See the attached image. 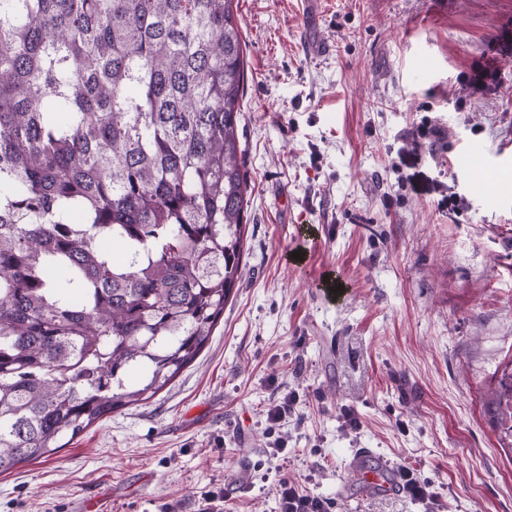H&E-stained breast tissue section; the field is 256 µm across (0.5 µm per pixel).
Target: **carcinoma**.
Instances as JSON below:
<instances>
[{
  "instance_id": "carcinoma-1",
  "label": "carcinoma",
  "mask_w": 512,
  "mask_h": 512,
  "mask_svg": "<svg viewBox=\"0 0 512 512\" xmlns=\"http://www.w3.org/2000/svg\"><path fill=\"white\" fill-rule=\"evenodd\" d=\"M245 66L236 0H0V474L207 345L242 274ZM485 405L512 448V363Z\"/></svg>"
}]
</instances>
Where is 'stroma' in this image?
<instances>
[{"instance_id":"1","label":"stroma","mask_w":512,"mask_h":512,"mask_svg":"<svg viewBox=\"0 0 512 512\" xmlns=\"http://www.w3.org/2000/svg\"><path fill=\"white\" fill-rule=\"evenodd\" d=\"M238 15L239 288L152 399L0 474V512H197L215 487L224 512H279L284 477L330 512H422L366 492L359 448L433 483L435 512H512V450L484 406L512 359V0H239ZM473 146L481 195L458 166Z\"/></svg>"}]
</instances>
